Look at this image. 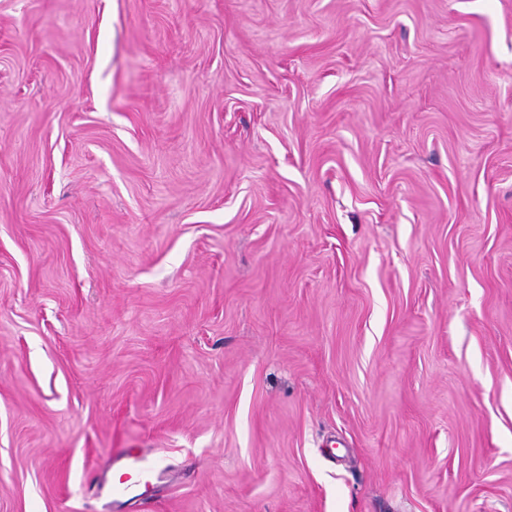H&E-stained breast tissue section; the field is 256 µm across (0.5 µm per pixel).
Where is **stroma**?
<instances>
[{"mask_svg":"<svg viewBox=\"0 0 512 512\" xmlns=\"http://www.w3.org/2000/svg\"><path fill=\"white\" fill-rule=\"evenodd\" d=\"M0 512H512V0H0Z\"/></svg>","mask_w":512,"mask_h":512,"instance_id":"1","label":"stroma"}]
</instances>
